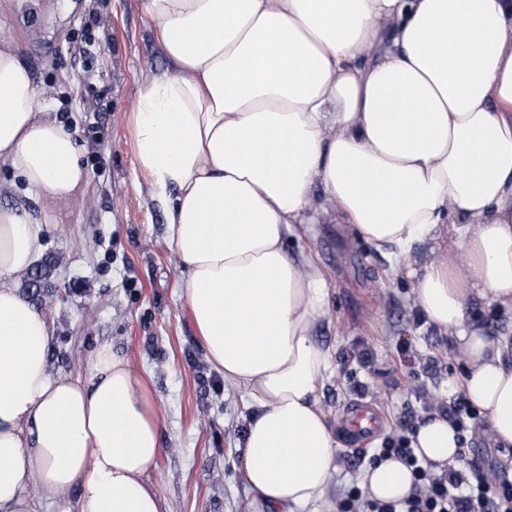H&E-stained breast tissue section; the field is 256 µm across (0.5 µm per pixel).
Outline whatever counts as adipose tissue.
<instances>
[{
	"mask_svg": "<svg viewBox=\"0 0 512 512\" xmlns=\"http://www.w3.org/2000/svg\"><path fill=\"white\" fill-rule=\"evenodd\" d=\"M169 67L143 86L136 156L164 205L167 245L209 361L254 412L234 468L269 512L315 503L338 446L319 390L330 354L320 268L285 249L294 225L337 223L408 260L417 301L463 354V394L512 447V0H142ZM83 148L50 118L21 48L0 41V164L70 204ZM46 224L0 208V512H36L31 485L77 512H169L151 482L161 417L132 361L98 346L86 378L53 374L51 328L17 282ZM430 239L438 260L413 262ZM418 457L456 463V430L422 424ZM399 501L402 461L367 468ZM467 317L470 322L480 326L490 336L508 333L512 330L511 319L501 316L493 307L482 301H475L470 306Z\"/></svg>",
	"mask_w": 512,
	"mask_h": 512,
	"instance_id": "ef3b65f1",
	"label": "adipose tissue"
}]
</instances>
